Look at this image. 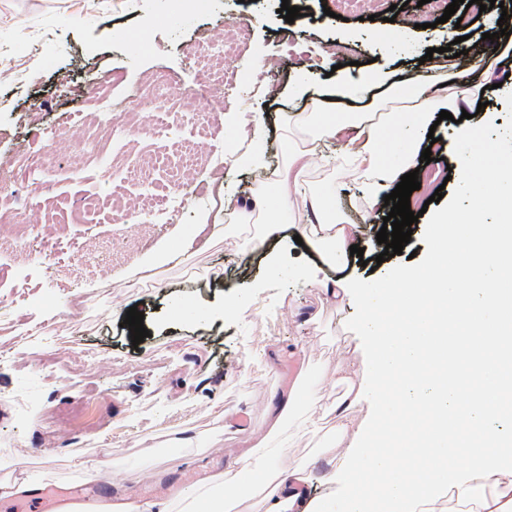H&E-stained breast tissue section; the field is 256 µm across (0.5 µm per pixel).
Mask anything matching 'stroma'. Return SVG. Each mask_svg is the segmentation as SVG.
I'll use <instances>...</instances> for the list:
<instances>
[{
    "instance_id": "35a3bbf8",
    "label": "stroma",
    "mask_w": 512,
    "mask_h": 512,
    "mask_svg": "<svg viewBox=\"0 0 512 512\" xmlns=\"http://www.w3.org/2000/svg\"><path fill=\"white\" fill-rule=\"evenodd\" d=\"M301 7L286 23L282 2ZM336 0H0V204L16 228L0 234V483L80 479L100 463L113 497L121 483L163 479L196 468L236 471L242 455L266 464L262 478L313 460L312 505L337 494L333 473L345 452L338 420L350 430L378 426L379 445L400 448L401 429L360 398L368 353L358 302L325 286L346 281L387 284L405 268L425 265L434 221L444 210L471 208L467 178L457 168L456 132L471 130L487 155L512 153V56L484 78L480 99L458 101L462 123L442 120L410 197L420 218L414 257L376 262L387 206L369 207L368 176L343 174L341 142L318 139L297 120L311 102L333 100L330 71L373 68L405 80L424 74L427 49L491 28L503 7L461 23H439L438 11L415 0H379L373 20L358 12L327 16ZM406 20L405 43L387 47L388 16ZM232 48L224 87L203 84L200 50L216 41ZM109 77L112 122L138 107V81L152 76L166 89L147 114L156 133L128 131L110 140L88 165L86 118L97 106L89 75ZM212 114L200 137L189 113ZM62 131L63 140L50 137ZM232 146L233 159L214 169L210 158ZM319 147L332 163L304 171V185L330 193L354 225L363 256L323 272V282L295 271L318 264L311 241L297 243L313 219L303 195L288 199V225L266 241L253 238L242 210L294 148ZM50 160L47 177L23 168L26 157ZM87 157V156H86ZM440 202H432L436 189ZM40 213L29 227L24 219ZM370 223H360V216ZM278 274H271V267ZM191 304L204 319L174 316ZM144 315L149 336L132 345L123 321L130 307ZM58 365L43 375L46 357ZM250 413L258 432L233 438L226 416ZM320 419L304 429L308 414Z\"/></svg>"
}]
</instances>
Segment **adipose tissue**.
<instances>
[{"label": "adipose tissue", "mask_w": 512, "mask_h": 512, "mask_svg": "<svg viewBox=\"0 0 512 512\" xmlns=\"http://www.w3.org/2000/svg\"><path fill=\"white\" fill-rule=\"evenodd\" d=\"M488 67L486 58L479 57L465 74L439 60L428 65L424 76L403 82L392 81L379 70L363 74L354 84L340 77L336 96L359 97V104L334 109L320 100L302 121L320 135L343 141L350 170L371 172L366 197L374 207L412 164L436 112L454 108L458 99L477 97L482 86L476 77ZM444 82L453 88V96L442 101L428 95L429 85ZM456 138L458 163L469 174L466 186L475 203L472 211L441 217L435 236L438 249L430 262L399 272L388 292L354 284L333 292L339 299L355 298L364 308L370 323L371 378L395 373L437 383V392L427 400L417 394L403 404L388 396L376 398L381 413L420 433L421 439L390 456L375 448L374 431L354 433L338 468L345 493L324 501L320 512H417L421 506L430 510L447 492L456 499V512H512V451L491 453L499 438L480 427L473 442H459L454 433L457 418L441 406L444 398L458 394V370L463 364L475 377L468 401L474 417L497 413L512 393V208L507 205L512 199V160H486L467 130L457 131ZM392 139L397 142L395 149L386 150ZM317 162L314 151L293 152L287 169L274 173L258 191L252 210L265 219L262 237L278 233L285 223L289 170ZM490 208L501 209L499 223L482 220V212ZM313 213L308 235L319 239L326 259L340 261L353 234L351 225L343 222L324 194H314ZM385 311L395 315L394 330L375 327ZM419 463L426 465L427 478L416 496L408 488ZM310 466L304 460L289 467L287 476L265 496V512H310L306 490ZM367 469L380 476L383 497L360 495L357 476ZM251 472L246 462L236 472L225 473L224 504L194 494L189 512H234L255 494L248 481Z\"/></svg>", "instance_id": "ef3b65f1"}]
</instances>
